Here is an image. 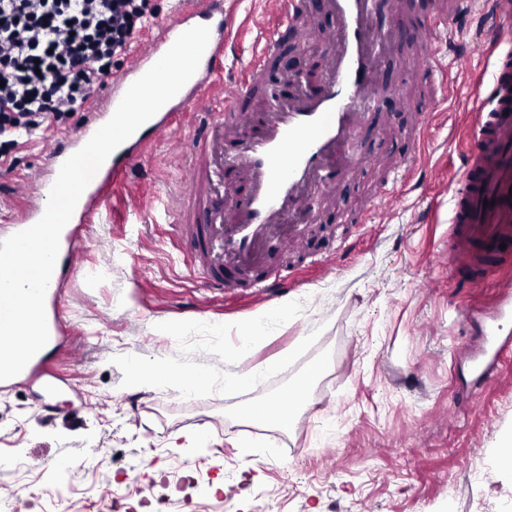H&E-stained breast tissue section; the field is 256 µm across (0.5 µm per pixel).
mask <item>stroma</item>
Masks as SVG:
<instances>
[{"label": "stroma", "instance_id": "obj_1", "mask_svg": "<svg viewBox=\"0 0 512 512\" xmlns=\"http://www.w3.org/2000/svg\"><path fill=\"white\" fill-rule=\"evenodd\" d=\"M224 7L234 18L219 80L229 83L258 49L265 4ZM488 77L480 58L444 79L429 72L410 111L370 113L362 149L380 165L340 183L327 230L295 262L323 266L268 294L243 276L206 286L161 205L185 157L154 145L77 229L82 260L58 299L65 333L44 352L57 392L38 374L0 387V512H66L72 497L124 512L134 486L163 498L164 512H512V321L505 351L480 373L483 340L461 318L490 316L502 283L464 288L440 264L458 141ZM420 110L434 120L418 137L407 128ZM87 117L18 147L19 164L0 172V210ZM413 154L422 163L400 209L375 207L388 170ZM256 320L263 339L249 362L276 365L242 386L228 376ZM314 363L323 370L283 447L236 420L254 400L294 394ZM169 366L202 380L189 393L131 381Z\"/></svg>", "mask_w": 512, "mask_h": 512}]
</instances>
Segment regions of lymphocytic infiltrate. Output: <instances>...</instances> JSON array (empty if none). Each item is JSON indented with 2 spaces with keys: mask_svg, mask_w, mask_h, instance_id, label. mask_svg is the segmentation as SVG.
<instances>
[{
  "mask_svg": "<svg viewBox=\"0 0 512 512\" xmlns=\"http://www.w3.org/2000/svg\"><path fill=\"white\" fill-rule=\"evenodd\" d=\"M159 11L154 0H0V137L65 124Z\"/></svg>",
  "mask_w": 512,
  "mask_h": 512,
  "instance_id": "1",
  "label": "lymphocytic infiltrate"
}]
</instances>
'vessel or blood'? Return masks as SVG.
Wrapping results in <instances>:
<instances>
[{
    "label": "vessel or blood",
    "instance_id": "b4317fda",
    "mask_svg": "<svg viewBox=\"0 0 512 512\" xmlns=\"http://www.w3.org/2000/svg\"><path fill=\"white\" fill-rule=\"evenodd\" d=\"M474 0H443L435 27L466 14ZM323 11L336 20L333 29L316 33L330 50L325 80L318 93L293 96L265 112L256 133L232 154H225L224 139L231 136L242 100L257 91L267 60L289 30H306L311 24L307 0H265L270 23L259 35L260 49L243 77L225 84L222 101L212 91L222 70L229 20L224 0H179L175 18L157 20V34L137 41L126 69L114 77L105 99L91 109L92 117L79 135L67 138L64 149L49 158L46 170L29 175L17 186L22 197L5 221L10 233L21 232L43 215L49 191L62 163L82 148L113 115L128 87L188 29L205 25L210 39L199 68L179 93L149 121L125 140L101 166L82 193L72 219L84 223L105 209L120 178L160 141L186 146L190 160L181 171L168 217L192 246L194 263L206 283L223 289L225 272H242L260 266L264 252L274 242L298 246L301 235L296 215L307 213L311 197L334 194L340 178L354 173L367 158L360 148V131L376 105L379 67L385 45L375 30L374 0H321ZM491 18L489 28L477 36L480 50L494 49L491 60L492 92L479 101L473 114L469 142L462 153V176L448 186L451 201L448 249L443 265L449 278L473 267L468 285L503 275L499 262L512 249V0H483ZM204 115L202 133L181 139L174 134L180 113ZM232 171L246 183L244 201L223 206L217 181ZM81 253L72 226L60 235L56 267L48 285L45 311L50 336L61 333L55 304L66 267L77 265Z\"/></svg>",
    "mask_w": 512,
    "mask_h": 512
}]
</instances>
